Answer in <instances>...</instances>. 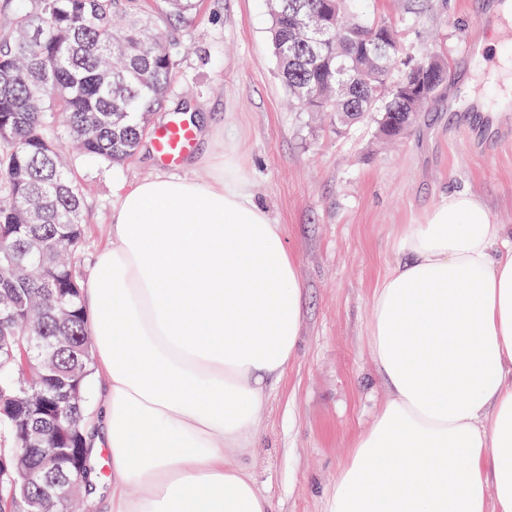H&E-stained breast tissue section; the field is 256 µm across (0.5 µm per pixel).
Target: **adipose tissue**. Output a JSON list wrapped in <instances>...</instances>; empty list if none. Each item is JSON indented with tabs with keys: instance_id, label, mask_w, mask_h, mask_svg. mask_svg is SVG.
Returning a JSON list of instances; mask_svg holds the SVG:
<instances>
[{
	"instance_id": "obj_1",
	"label": "adipose tissue",
	"mask_w": 512,
	"mask_h": 512,
	"mask_svg": "<svg viewBox=\"0 0 512 512\" xmlns=\"http://www.w3.org/2000/svg\"><path fill=\"white\" fill-rule=\"evenodd\" d=\"M109 233L81 290L109 394L85 443L89 465L108 453L111 482L91 497L108 512H273L248 457L303 334L282 225L228 159L206 181H135ZM399 247L368 325L388 399L326 512H512V229L453 193Z\"/></svg>"
}]
</instances>
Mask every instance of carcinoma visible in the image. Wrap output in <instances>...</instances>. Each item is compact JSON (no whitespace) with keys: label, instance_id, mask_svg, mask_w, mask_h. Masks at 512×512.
Instances as JSON below:
<instances>
[{"label":"carcinoma","instance_id":"obj_1","mask_svg":"<svg viewBox=\"0 0 512 512\" xmlns=\"http://www.w3.org/2000/svg\"><path fill=\"white\" fill-rule=\"evenodd\" d=\"M199 0H34L0 33V437L29 453L27 431L60 448L57 423L88 419L89 327L79 294L83 199L63 147L121 162L135 154L162 109L177 59L165 25H187ZM278 76L303 112H328L336 128L367 119L385 138L404 135L448 81V66L427 53L402 61L394 22L368 20L349 0H269ZM326 28L322 43L311 40ZM390 45L373 51L378 36ZM401 63L398 81L393 64ZM420 76L428 98L399 88ZM41 397L30 422L24 392ZM41 475L12 493V512L44 496Z\"/></svg>","mask_w":512,"mask_h":512}]
</instances>
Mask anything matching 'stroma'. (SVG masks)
<instances>
[{
    "instance_id": "stroma-1",
    "label": "stroma",
    "mask_w": 512,
    "mask_h": 512,
    "mask_svg": "<svg viewBox=\"0 0 512 512\" xmlns=\"http://www.w3.org/2000/svg\"><path fill=\"white\" fill-rule=\"evenodd\" d=\"M483 3L359 0V13L395 22L405 53L436 51L450 73L451 103L426 108L404 136L386 143L374 123L339 134L327 116L289 105L268 38V0H202L195 22L176 36L171 106L153 114V129L173 118L178 103L202 116L213 136L196 140L177 175L209 179L232 155L255 201L283 225L306 288L299 354L268 397L250 459L275 512H326L354 437L387 398L367 330L373 290L402 258V226L419 223L454 192L476 194L496 223L512 225V144L479 149L460 133L464 124L499 118L477 113L463 86L490 105L502 88L485 63H461L462 43L475 36L500 52L512 47V34L496 23L478 25ZM68 159L82 187L87 266L108 241L122 189L164 167L152 133L121 164L75 153Z\"/></svg>"
}]
</instances>
